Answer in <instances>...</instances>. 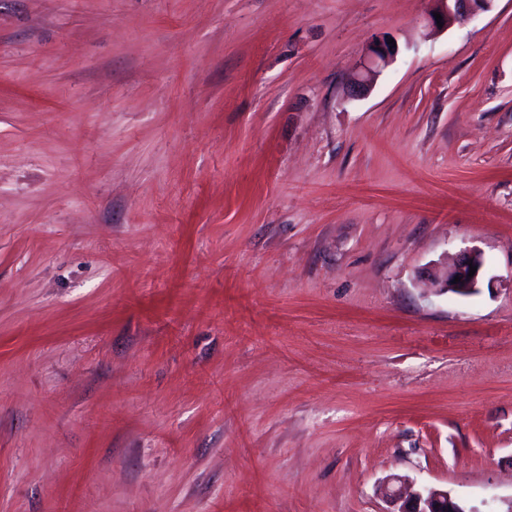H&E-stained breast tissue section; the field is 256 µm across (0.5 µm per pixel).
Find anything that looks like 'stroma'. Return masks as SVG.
Wrapping results in <instances>:
<instances>
[{
    "instance_id": "obj_1",
    "label": "stroma",
    "mask_w": 512,
    "mask_h": 512,
    "mask_svg": "<svg viewBox=\"0 0 512 512\" xmlns=\"http://www.w3.org/2000/svg\"><path fill=\"white\" fill-rule=\"evenodd\" d=\"M435 9L0 0V512L512 499V0ZM442 23L448 26L457 17L475 16L488 11L495 0H435ZM397 51L388 39L384 37L377 39L369 50L361 73L351 85V95L358 96L367 91L380 72V68L393 59ZM472 263L477 267L475 274L468 277L470 266ZM484 268V257L478 249H464L459 252L455 261L451 266H445L440 269L428 272V277L439 288V292H452L460 296H468L476 292L482 271ZM456 276L461 278V281L454 283ZM384 495L392 502H401L399 511L392 512H511L512 499L506 511L481 510L475 506L466 508L448 490L428 485L408 484L405 479L393 477L384 487Z\"/></svg>"
}]
</instances>
